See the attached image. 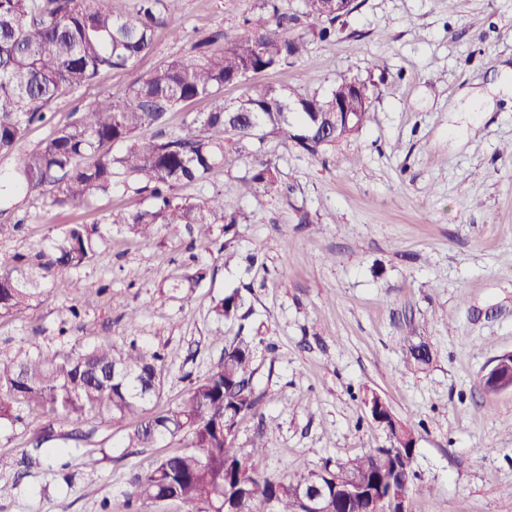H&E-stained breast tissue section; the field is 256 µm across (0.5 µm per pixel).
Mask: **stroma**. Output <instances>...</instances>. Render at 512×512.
<instances>
[{
	"instance_id": "stroma-1",
	"label": "stroma",
	"mask_w": 512,
	"mask_h": 512,
	"mask_svg": "<svg viewBox=\"0 0 512 512\" xmlns=\"http://www.w3.org/2000/svg\"><path fill=\"white\" fill-rule=\"evenodd\" d=\"M356 2L334 39L311 40L295 65L253 81L310 95L336 77L366 83L372 122L316 156L273 136L251 143L274 166L273 185L251 193L241 191L249 160L232 150L223 168L178 189L193 201L222 190L244 216L236 234L218 223L210 241L194 242L172 224L142 245L105 221L108 211L149 204L120 183L90 207L16 195L24 223L0 222L1 250L47 249L78 223L97 227L104 242L94 262L66 271L69 292L47 290L33 310L0 318V354L98 342L160 351L161 411L243 340L262 400L239 420L236 443L246 453L262 435L268 475L289 479L301 466L317 471L390 447L363 404L375 393L415 440L414 469L428 491L410 494L408 512H512V392L481 386L486 366L512 352V157L501 152L512 143V89L498 87L512 74V0ZM260 14L258 0H181L148 55L64 91L24 148L211 32L234 34ZM191 262L203 280L173 289ZM235 291L237 318L217 320L215 303ZM133 309L141 312L134 333L124 318ZM419 343L428 364L409 359ZM15 413L0 424V483L14 487L0 512H183L129 493L186 439L127 448L128 423L92 419L84 438L25 469L15 462L44 420L21 401Z\"/></svg>"
}]
</instances>
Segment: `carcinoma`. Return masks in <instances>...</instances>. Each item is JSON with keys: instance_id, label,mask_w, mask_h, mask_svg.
<instances>
[{"instance_id": "1", "label": "carcinoma", "mask_w": 512, "mask_h": 512, "mask_svg": "<svg viewBox=\"0 0 512 512\" xmlns=\"http://www.w3.org/2000/svg\"><path fill=\"white\" fill-rule=\"evenodd\" d=\"M180 0H0V155L15 156L14 172L0 175V195L52 192L53 206L97 202L122 178L152 200L134 212H109V224H124L142 243L154 242L168 224H184L198 241L210 239L212 225L236 232L242 215L221 191L198 202L177 201L175 190L196 183L224 165L226 146L243 148L254 127L312 155L358 133L372 119L371 94L363 82L336 79L324 95L302 94L270 85L252 86L232 103L218 98L226 85L251 73L288 67L305 51L309 37L322 41L354 9L355 0H303V16L312 20L305 33L288 34L293 18L279 12L275 0H262L269 16L247 18L226 39L216 31L189 55L166 60L137 79L119 96L108 95L86 107L74 121L52 128L42 145L24 151L28 128L46 120L59 94L76 90L112 70L128 67L153 46L155 31L179 8ZM214 106L194 116L181 133L167 136L166 115L200 98ZM126 144L112 154V145ZM274 179L271 162L254 159L246 190ZM95 231L71 224L50 250L32 254L0 251V317L31 309L50 287L66 293L74 284L60 268L89 265L98 254ZM236 294L213 307L224 320L238 316ZM251 348L240 341L224 349L223 359L196 381L184 397L163 413L147 406L164 381L163 357L135 346L73 348L49 353L18 349L0 357V423L13 421L14 404L49 418L37 446L58 439L55 426L73 433L89 418L132 421L127 448H144L168 437L184 436L188 446L161 459L133 484L130 497L154 506L177 502L187 512H222L225 499L237 500L238 512H298L296 492L304 484L318 490L326 476L355 475L367 488L383 480L401 487L410 478L414 441L396 425L391 411L382 425L391 447L323 470L302 472L293 480L274 478L262 467L264 443L257 435L249 454L224 439V419L256 412L260 396L252 383Z\"/></svg>"}]
</instances>
